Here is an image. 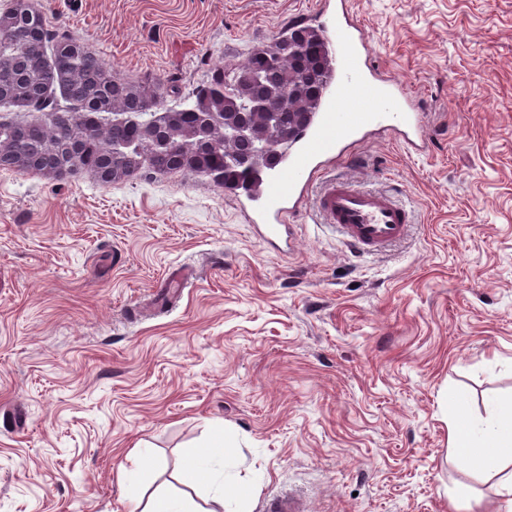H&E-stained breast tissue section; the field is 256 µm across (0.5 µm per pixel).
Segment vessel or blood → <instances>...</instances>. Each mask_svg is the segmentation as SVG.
I'll use <instances>...</instances> for the list:
<instances>
[{"label":"vessel or blood","mask_w":512,"mask_h":512,"mask_svg":"<svg viewBox=\"0 0 512 512\" xmlns=\"http://www.w3.org/2000/svg\"><path fill=\"white\" fill-rule=\"evenodd\" d=\"M318 19L333 56V80L311 122L282 148L263 187L245 191L244 208L259 236L277 246L290 236L288 214L305 201L314 182H321L316 208L324 222L355 251L379 255L406 237L407 208L390 193L362 189L343 178L322 181L318 175L347 145L375 131L395 132L409 149L424 152L427 130L407 88L373 64L348 0H324Z\"/></svg>","instance_id":"b4317fda"}]
</instances>
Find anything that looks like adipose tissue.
Here are the masks:
<instances>
[{"label":"adipose tissue","mask_w":512,"mask_h":512,"mask_svg":"<svg viewBox=\"0 0 512 512\" xmlns=\"http://www.w3.org/2000/svg\"><path fill=\"white\" fill-rule=\"evenodd\" d=\"M448 440L455 456L471 470L495 478L498 512H512V401L499 404L487 418L454 416ZM224 441V433H217L205 453L188 457L181 474L182 490L153 492L141 503V512H226L232 501L237 504L235 512H248L252 492L234 487ZM200 486L205 494L198 501L190 491Z\"/></svg>","instance_id":"1"}]
</instances>
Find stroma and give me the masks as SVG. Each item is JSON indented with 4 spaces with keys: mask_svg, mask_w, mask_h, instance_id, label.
<instances>
[{
    "mask_svg": "<svg viewBox=\"0 0 512 512\" xmlns=\"http://www.w3.org/2000/svg\"><path fill=\"white\" fill-rule=\"evenodd\" d=\"M379 69L422 104V154L379 135L329 174L412 208L408 238L351 252L314 201L268 250L192 174L111 185L0 171V512H130L229 434L253 512H490L451 455L448 410L512 397V0H350ZM114 77L188 103L321 0H38ZM181 265L193 285L161 300Z\"/></svg>",
    "mask_w": 512,
    "mask_h": 512,
    "instance_id": "stroma-1",
    "label": "stroma"
}]
</instances>
